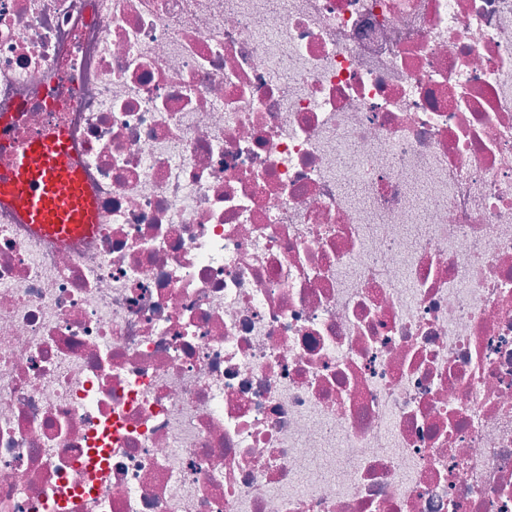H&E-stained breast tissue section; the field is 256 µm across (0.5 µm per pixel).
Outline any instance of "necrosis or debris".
I'll use <instances>...</instances> for the list:
<instances>
[{
	"instance_id": "necrosis-or-debris-1",
	"label": "necrosis or debris",
	"mask_w": 512,
	"mask_h": 512,
	"mask_svg": "<svg viewBox=\"0 0 512 512\" xmlns=\"http://www.w3.org/2000/svg\"><path fill=\"white\" fill-rule=\"evenodd\" d=\"M2 112L0 512H512V0H0ZM0 143L9 158L0 167V206L18 207L21 223L62 243L95 231L94 197L65 131L17 142L11 115L2 113Z\"/></svg>"
}]
</instances>
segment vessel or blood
Segmentation results:
<instances>
[{
	"mask_svg": "<svg viewBox=\"0 0 512 512\" xmlns=\"http://www.w3.org/2000/svg\"><path fill=\"white\" fill-rule=\"evenodd\" d=\"M0 145L9 158L0 167V206L17 208L21 223L62 243L94 232V197L65 131L19 141L10 114L2 113Z\"/></svg>",
	"mask_w": 512,
	"mask_h": 512,
	"instance_id": "1",
	"label": "vessel or blood"
}]
</instances>
